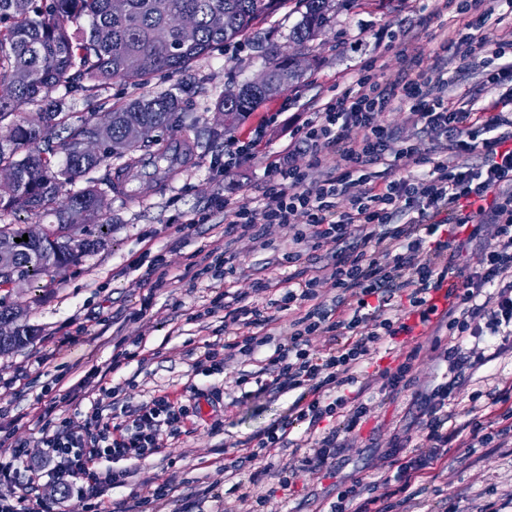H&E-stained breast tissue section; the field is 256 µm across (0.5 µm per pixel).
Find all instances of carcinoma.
Returning <instances> with one entry per match:
<instances>
[{
  "label": "carcinoma",
  "mask_w": 512,
  "mask_h": 512,
  "mask_svg": "<svg viewBox=\"0 0 512 512\" xmlns=\"http://www.w3.org/2000/svg\"><path fill=\"white\" fill-rule=\"evenodd\" d=\"M300 19L288 39L308 43L329 25L331 0H297ZM277 0H0V168L14 172L0 184V288L15 280L60 275L89 251L106 242L102 217L116 177L138 168L144 151L152 158L161 186L168 168L166 139L153 134L183 126L181 98L171 92L143 89L162 72L186 74L216 47L234 42L273 13ZM196 20L190 36L174 26L177 18ZM267 85L245 82L237 95L219 97L216 109L234 124L271 96L302 77L283 52L265 53ZM119 79L140 90L120 104L77 116L63 111L67 97L91 92ZM34 106L33 112L26 107ZM58 141H51L53 132ZM99 145L94 155L84 142ZM63 155V163L57 155ZM117 163H112V160ZM106 167L102 178L91 173ZM88 177V185L73 184ZM24 213L32 219L52 216L54 222L38 239L29 225L7 217ZM28 235V241L15 239ZM21 309L0 300V353L36 339V331L20 323Z\"/></svg>",
  "instance_id": "cac0c4a2"
}]
</instances>
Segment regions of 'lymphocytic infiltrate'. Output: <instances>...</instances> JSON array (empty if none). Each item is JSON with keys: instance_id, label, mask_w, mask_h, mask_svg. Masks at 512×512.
<instances>
[{"instance_id": "1", "label": "lymphocytic infiltrate", "mask_w": 512, "mask_h": 512, "mask_svg": "<svg viewBox=\"0 0 512 512\" xmlns=\"http://www.w3.org/2000/svg\"><path fill=\"white\" fill-rule=\"evenodd\" d=\"M457 10L466 21L452 36L433 38V58L443 66L455 63L460 74L480 72L484 87L498 92V99L478 108L451 105L448 79L432 80L419 49L402 48L396 82H385L381 65L370 61L293 132L288 149L308 155L306 169L272 162L264 170L259 204L224 205L229 235L262 244L270 226L286 229L293 243L288 261L296 266L278 298L227 311L226 320L247 333L225 337L206 357L209 372H223L236 357L266 344V337L252 330L270 322V310H295L288 342L276 348L267 369L270 389L295 390L299 397L286 419L244 441L248 459L289 445L292 428L303 424L308 437L299 466L323 467L336 454L339 433L358 436L374 386L398 395L415 384L413 371L423 350L455 370L466 360L486 359L479 347L462 352L465 337L512 339V96L500 93L502 86H512V41L488 36L495 13L512 14V0H458ZM395 107L412 111L421 132L433 136L432 151L422 152L414 138L378 123V114ZM448 152L463 156V163L449 166L443 159ZM401 163L422 172L383 181L370 174L373 166L392 169ZM489 233L497 240L494 250L477 265L460 268L471 244ZM329 243L336 246L330 266L315 270L303 264L304 252ZM451 278L457 281L455 299L437 309L433 295ZM325 287L338 293L334 307L320 300ZM408 313L427 328L425 343L403 352L394 367L363 372L384 339L409 333ZM319 334L327 343L312 348L311 339ZM455 386L451 380L434 392L422 427L423 450L399 460L392 476L395 492L366 496L355 482L339 488L329 512H397L395 494L427 480L451 448H486L512 434L511 383L489 393L486 409H465L460 424L447 412ZM69 400V394L55 395L33 417L38 442L59 479L82 482L91 493L83 512H111L103 494L123 486L128 474L99 471L97 460L156 454L161 435L179 434L187 409L157 395L126 410L123 421L111 427L102 411L93 409L77 430L56 415ZM26 455L25 443L17 442L10 457L0 459V512H45L41 501L20 490L18 464ZM227 470L234 478L229 494L249 503V512H266L268 468L245 474L232 463Z\"/></svg>"}]
</instances>
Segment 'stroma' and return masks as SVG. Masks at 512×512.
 Returning <instances> with one entry per match:
<instances>
[{
	"label": "stroma",
	"instance_id": "35a3bbf8",
	"mask_svg": "<svg viewBox=\"0 0 512 512\" xmlns=\"http://www.w3.org/2000/svg\"><path fill=\"white\" fill-rule=\"evenodd\" d=\"M433 8V0H335L334 19L313 42L301 82L276 94L231 130V137L244 138L269 113L279 115L275 125L265 127L264 147L257 157L228 173L219 164L223 141L212 142L206 136L207 130L221 124L216 99L225 86L252 80L262 70L270 45L286 47L285 36L300 18L295 0H282L242 39L235 55L218 47L189 73L155 77L153 92H182L183 109L193 124L186 135L199 141L192 167L149 198L132 202L112 197L105 216L110 225L107 247L86 254L65 274L0 288V298L21 307L23 323L38 331L30 345L0 354V380L13 382L11 390L0 389V409L13 420L12 439L28 443L29 457L43 454L29 420L49 404L42 393L47 383L71 394L69 405L58 415L75 426L85 423L95 404L120 412L163 393L181 402L197 393V415L188 418L179 438L163 439L158 454L139 461L98 460L99 470L130 472L126 484L109 490L105 499L116 507L129 505L147 488L167 482L168 496L144 506L143 512H245L244 503L216 494L210 486L223 479L227 463L237 461L243 472L252 471L240 440L286 418L297 397L293 391L273 394L258 388L276 343L288 338V314L277 313L267 326L273 344L231 363L223 374L210 375L196 365L210 344L224 336L225 311L211 307V300L221 293L226 304L240 298L250 301L256 281L287 279L290 269L281 258L290 242L282 229L274 231L272 244L265 248L225 236L219 205L226 199L236 203L259 197L269 161L288 156L295 166H305L304 153L286 152L291 130L353 81L366 61L378 59L385 80L398 79L405 30L418 34L417 45L425 52L429 34L449 35L462 25L464 18L455 8L438 15ZM208 208L214 212L210 223L185 228V221ZM216 246L233 255V277L198 275L202 257ZM147 251L165 256L171 278L154 294L149 291L152 276L137 263ZM119 340L128 350H139L141 358L116 371L112 346ZM445 371V363L426 355L416 366L415 388L394 397L371 390L370 416L354 446L339 451L324 469L300 474L293 496L273 502L274 512H327L337 485L356 478L374 482L375 493H383L376 479L398 458L394 440H419L426 399L444 382ZM510 381L512 344L506 343L491 361L462 369L448 400L449 413L461 414L472 393ZM121 382L127 389L116 402L110 389ZM214 391L222 397L216 407L207 399ZM33 494L50 512H81L77 496L63 495L51 467L39 469ZM511 497L512 447H462L449 451L436 480L403 510L485 512L489 502Z\"/></svg>",
	"mask_w": 512,
	"mask_h": 512
}]
</instances>
